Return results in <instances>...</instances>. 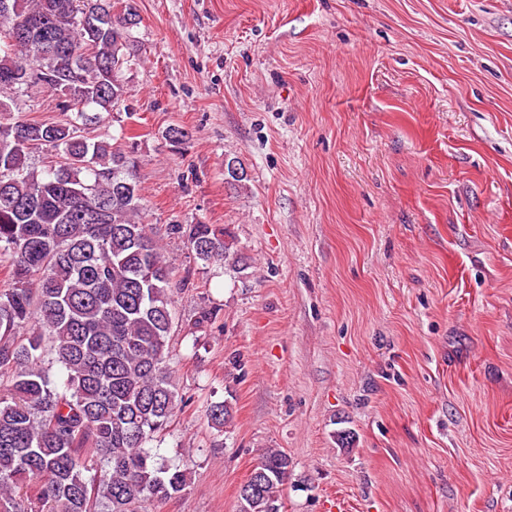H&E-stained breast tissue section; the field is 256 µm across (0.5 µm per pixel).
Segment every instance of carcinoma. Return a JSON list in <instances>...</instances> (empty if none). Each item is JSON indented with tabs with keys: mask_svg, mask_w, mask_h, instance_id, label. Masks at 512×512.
<instances>
[{
	"mask_svg": "<svg viewBox=\"0 0 512 512\" xmlns=\"http://www.w3.org/2000/svg\"><path fill=\"white\" fill-rule=\"evenodd\" d=\"M0 13V95L41 86L63 98L61 121L0 125V512H144L187 491L191 471L150 447L178 392L168 348L173 264L145 223L129 156L81 129L124 95L138 64L137 11L112 0H7ZM45 22L51 49L5 34ZM63 154L37 173V146ZM195 259L248 269L215 224H171ZM59 368L51 378L45 352ZM221 435L228 402L207 409ZM288 455L269 449L239 512H283Z\"/></svg>",
	"mask_w": 512,
	"mask_h": 512,
	"instance_id": "cac0c4a2",
	"label": "carcinoma"
}]
</instances>
